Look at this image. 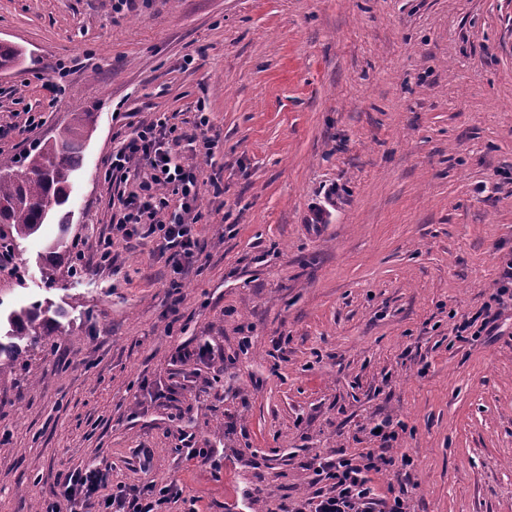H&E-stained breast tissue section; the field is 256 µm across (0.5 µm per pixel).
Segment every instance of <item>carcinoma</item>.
I'll return each mask as SVG.
<instances>
[{"instance_id": "cac0c4a2", "label": "carcinoma", "mask_w": 512, "mask_h": 512, "mask_svg": "<svg viewBox=\"0 0 512 512\" xmlns=\"http://www.w3.org/2000/svg\"><path fill=\"white\" fill-rule=\"evenodd\" d=\"M25 52L0 43V70L23 65ZM90 112H74L71 121L55 128L18 160L0 159V250L14 251L18 240L36 233L70 198L72 179L81 168L84 144L91 130ZM53 280L65 260L74 261L67 241L58 239L47 248ZM8 343L0 341V377L15 372L26 350L41 345L42 311L37 304L12 311L8 317Z\"/></svg>"}]
</instances>
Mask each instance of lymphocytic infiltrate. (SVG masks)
<instances>
[{"instance_id": "f902f5d3", "label": "lymphocytic infiltrate", "mask_w": 512, "mask_h": 512, "mask_svg": "<svg viewBox=\"0 0 512 512\" xmlns=\"http://www.w3.org/2000/svg\"><path fill=\"white\" fill-rule=\"evenodd\" d=\"M221 140L204 100L196 102L192 131H184L155 119L130 124L113 149L104 173L108 182H133L134 190L119 198V211L110 217L108 234L99 237L93 252L77 250L75 269L89 265L112 266L116 241L147 239L169 268L170 290L182 279L200 254L196 226L201 216L198 201L203 182L194 157L212 156ZM503 268L497 291L477 316L457 325L459 338L490 336L498 329L500 308L512 300V252L501 257ZM386 459L366 454L363 460L346 456L312 459L316 488L305 500L284 512H408L404 493L378 495L369 477ZM109 469L74 468L59 477L56 490L42 503L41 512H170V505H186V512H199L198 496L184 492L176 482L160 485L112 483Z\"/></svg>"}]
</instances>
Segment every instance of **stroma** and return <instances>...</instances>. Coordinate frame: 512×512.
Wrapping results in <instances>:
<instances>
[{
    "instance_id": "obj_1",
    "label": "stroma",
    "mask_w": 512,
    "mask_h": 512,
    "mask_svg": "<svg viewBox=\"0 0 512 512\" xmlns=\"http://www.w3.org/2000/svg\"><path fill=\"white\" fill-rule=\"evenodd\" d=\"M1 40L27 60L0 73V157L94 115L73 242L92 250L110 220L119 108L189 130L206 100L222 142L197 163L224 192L203 189L178 321L149 241L49 285L52 220L0 271L1 323L34 303L48 317L0 378V512L98 464L179 480L202 512H279L310 496L312 457L379 450L408 458L372 484L407 485L410 512H512V305L500 335L455 330L512 251V0H0ZM181 346L208 352L189 367ZM382 421L403 427L386 450ZM182 431L209 464L185 460Z\"/></svg>"
}]
</instances>
